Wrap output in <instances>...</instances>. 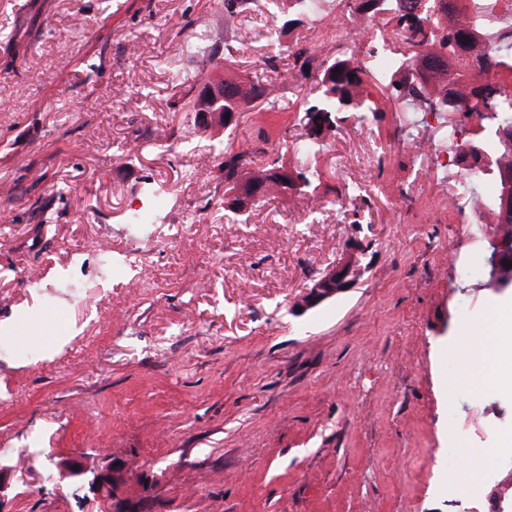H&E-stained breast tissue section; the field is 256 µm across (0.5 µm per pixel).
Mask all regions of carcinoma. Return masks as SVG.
<instances>
[{
	"instance_id": "carcinoma-1",
	"label": "carcinoma",
	"mask_w": 512,
	"mask_h": 512,
	"mask_svg": "<svg viewBox=\"0 0 512 512\" xmlns=\"http://www.w3.org/2000/svg\"><path fill=\"white\" fill-rule=\"evenodd\" d=\"M383 7H376V0H361L357 8L360 14L371 20L381 16L391 17L394 22L392 36L399 44L397 51L383 55L370 51L368 56L376 58L375 65H355L348 56L349 49L327 65L318 67V79L322 93L317 103L305 110L330 120V131L338 128L336 113L352 108L355 112L370 110L374 114L385 112L378 103L359 97L358 89L365 80L372 78L382 86L387 102H411L418 94L430 95L428 81L416 82V62L423 61L429 72L443 70L448 65L456 68L454 78L468 86L467 93L454 99L455 109L466 113L485 111L490 116L481 124L476 140L470 143L472 162L466 165V175L458 184V193L467 197L474 205L500 213L502 197V168L512 170V150L503 144L499 132L512 131V90L506 82H490V69L498 67L501 73L512 75V15L498 11L499 0H467L460 8L462 24L444 26L434 20L425 0H381ZM477 47L484 58L482 81L472 80L470 73L459 57L470 47ZM409 76L404 83L394 80L399 69ZM266 95L262 78L255 77L245 87L236 83H224L222 112H238L246 101ZM324 140L315 137V132L306 134L296 147L297 156L317 155ZM274 151L265 147L247 150L224 148V191L237 183H252L264 179V174L274 168L284 167L282 157H273Z\"/></svg>"
}]
</instances>
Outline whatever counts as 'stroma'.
<instances>
[{
  "label": "stroma",
  "instance_id": "obj_1",
  "mask_svg": "<svg viewBox=\"0 0 512 512\" xmlns=\"http://www.w3.org/2000/svg\"><path fill=\"white\" fill-rule=\"evenodd\" d=\"M204 53L179 50L205 27ZM282 0H0V457L5 512H78L50 460L125 458L157 512H498L512 501V337L502 383L461 361L487 307L488 210L454 197L444 118L349 113L304 170L319 202L225 212L224 148L286 153L321 87ZM267 94L232 133L186 104L196 74ZM430 146L416 154L414 142ZM154 223L127 214L152 196ZM359 244L365 273L295 303ZM496 449L491 471L464 455Z\"/></svg>",
  "mask_w": 512,
  "mask_h": 512
}]
</instances>
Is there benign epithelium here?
<instances>
[{"label":"benign epithelium","mask_w":512,"mask_h":512,"mask_svg":"<svg viewBox=\"0 0 512 512\" xmlns=\"http://www.w3.org/2000/svg\"><path fill=\"white\" fill-rule=\"evenodd\" d=\"M285 194L300 196L304 193L305 180L297 171L286 166L276 170ZM261 190L239 184L225 194V203L238 211H245L259 199ZM494 257L488 287L495 292L512 290V225H495L493 240ZM508 265H503V262ZM363 268L359 250L350 247L336 265L327 269L297 303L306 311L322 302L343 293L354 286L362 276ZM61 479L75 487L76 498L87 506L85 512H146V504L155 486L154 476L149 470H133L126 462L107 457L106 462L96 468L88 465L80 454H74L56 462ZM13 467L0 460V510L11 489L10 478Z\"/></svg>","instance_id":"benign-epithelium-1"}]
</instances>
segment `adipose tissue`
<instances>
[{
	"mask_svg": "<svg viewBox=\"0 0 512 512\" xmlns=\"http://www.w3.org/2000/svg\"><path fill=\"white\" fill-rule=\"evenodd\" d=\"M472 335L478 336L482 344L477 349H464L461 357L470 368V379L478 391L485 392L490 388V368L487 364L493 352H496L500 341L512 335V320L505 315L502 307L490 308L482 320L471 327Z\"/></svg>",
	"mask_w": 512,
	"mask_h": 512,
	"instance_id": "ef3b65f1",
	"label": "adipose tissue"
}]
</instances>
